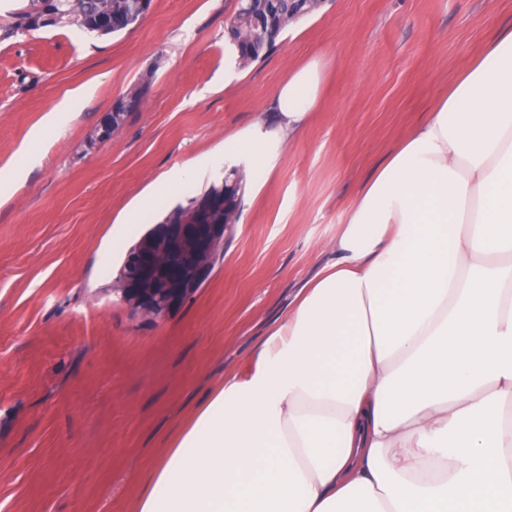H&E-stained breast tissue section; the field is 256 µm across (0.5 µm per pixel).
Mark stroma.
<instances>
[{"mask_svg": "<svg viewBox=\"0 0 512 512\" xmlns=\"http://www.w3.org/2000/svg\"><path fill=\"white\" fill-rule=\"evenodd\" d=\"M236 8L152 0L108 37L0 41V170L21 173L0 193V512H135L164 449L335 259L379 165L512 23V0H322L242 68L224 40ZM312 59L322 96L302 132L261 165L225 152L238 132L268 136L273 90ZM140 84L139 109L89 147ZM85 87L80 111L58 112ZM228 160L251 179L223 259L176 314L134 317L111 291L113 225L146 230Z\"/></svg>", "mask_w": 512, "mask_h": 512, "instance_id": "obj_1", "label": "stroma"}]
</instances>
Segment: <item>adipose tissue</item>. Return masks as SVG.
I'll list each match as a JSON object with an SVG mask.
<instances>
[{
    "label": "adipose tissue",
    "mask_w": 512,
    "mask_h": 512,
    "mask_svg": "<svg viewBox=\"0 0 512 512\" xmlns=\"http://www.w3.org/2000/svg\"><path fill=\"white\" fill-rule=\"evenodd\" d=\"M317 62L272 94L266 159ZM247 374L153 469L137 512H512V26L379 167Z\"/></svg>",
    "instance_id": "1"
}]
</instances>
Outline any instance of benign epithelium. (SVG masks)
Instances as JSON below:
<instances>
[{
	"mask_svg": "<svg viewBox=\"0 0 512 512\" xmlns=\"http://www.w3.org/2000/svg\"><path fill=\"white\" fill-rule=\"evenodd\" d=\"M113 113H107L91 143L112 137ZM230 225L197 223L157 224L150 236L129 253L115 281V292L130 312L157 322L179 310L211 275V260L224 244Z\"/></svg>",
	"mask_w": 512,
	"mask_h": 512,
	"instance_id": "benign-epithelium-1",
	"label": "benign epithelium"
}]
</instances>
